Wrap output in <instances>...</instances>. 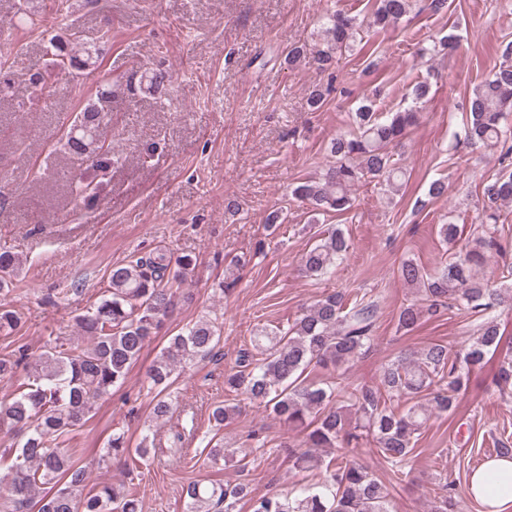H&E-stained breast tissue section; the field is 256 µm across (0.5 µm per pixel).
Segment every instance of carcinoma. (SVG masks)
Wrapping results in <instances>:
<instances>
[{"mask_svg":"<svg viewBox=\"0 0 512 512\" xmlns=\"http://www.w3.org/2000/svg\"><path fill=\"white\" fill-rule=\"evenodd\" d=\"M411 8V0H378L369 26L380 30L398 26ZM323 48L313 56L320 71L331 69L337 54L353 48L362 25L357 18L336 10L322 23ZM52 62L74 78L96 65L100 47L74 27L64 42L50 38ZM503 62L478 84L469 102L465 140L488 151L512 154V42L502 45ZM378 93L365 98L351 114L352 130L332 138L328 150L332 162L318 178L299 183L292 195L317 211L348 212L353 206L352 188L371 178L394 192L402 188L406 172L392 161V149L401 145L419 113L412 108L377 112ZM112 128V86L107 85L69 124L64 148L88 162L86 170L104 171L112 166V144L102 142ZM69 186L89 199L97 184L87 176H72ZM482 211L485 229L452 253L437 272L404 261L400 278L417 288L421 298L404 305L397 327L414 330L421 319L457 307L481 320L477 336L458 351L431 343L418 353H403L386 364L377 388L355 386L348 392L349 404L338 400L341 389L332 382L310 381L306 371L337 370L363 355L373 344L380 311L377 298L350 302L340 292L316 300L285 328L257 330L253 348L239 355L236 370L224 376L230 392L269 408L288 428L303 434V447L296 449L292 468L298 474L318 470V481L298 482L283 493L260 497L249 484L204 485L188 483L183 489L188 512H235L246 499L251 512H391L389 492L363 463L348 454L352 445L366 442L401 475L407 468L415 442L429 413H450L459 395L467 389L469 373L482 365L489 353L505 349L495 384L512 385V345L503 344L498 324L490 314L512 308V285H490L478 277L476 268L493 254L504 251L497 238L500 209L512 203V173L503 174L483 187ZM344 234L331 230L321 236L303 257V272L309 277L327 275L348 251ZM245 260L234 257L224 271L221 292L229 293L239 281L236 271ZM20 266L9 252L0 253V290L9 288ZM197 266V258L184 254L176 261L163 252L136 257L112 267L105 294L76 320L86 340L49 343L33 354L25 345L0 354V380L23 375L13 393L0 397V424H8L18 441L0 453V487L7 496L0 512H141L136 495L113 485L87 490L89 473L76 458L77 449L67 447L69 435L80 428L94 403L112 395L145 347L176 308L181 285ZM19 316L0 309V332L20 330ZM220 328L200 319L170 337L149 366L145 382L156 392L152 421L173 413L176 401L170 388L173 376L186 361L205 358L217 347ZM409 404L400 409L399 402ZM239 413L234 404L219 403L209 415L216 431ZM194 419L168 440L169 447L183 451L186 434L194 433ZM155 439L145 434L136 446L123 433L107 441L105 458L123 463L148 456ZM336 449V457L324 461L317 450ZM234 453L224 440L208 442L207 457L217 465ZM443 509L458 512L455 487H440Z\"/></svg>","mask_w":512,"mask_h":512,"instance_id":"obj_1","label":"carcinoma"}]
</instances>
